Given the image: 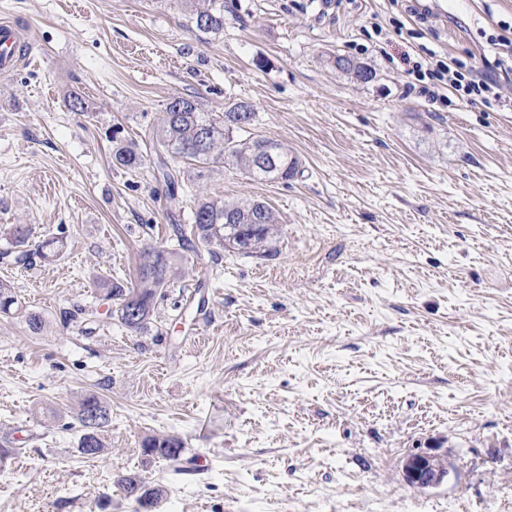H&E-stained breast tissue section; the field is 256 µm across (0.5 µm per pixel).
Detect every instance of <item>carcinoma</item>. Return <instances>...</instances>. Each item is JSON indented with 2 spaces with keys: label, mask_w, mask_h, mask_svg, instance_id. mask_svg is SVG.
I'll return each mask as SVG.
<instances>
[{
  "label": "carcinoma",
  "mask_w": 512,
  "mask_h": 512,
  "mask_svg": "<svg viewBox=\"0 0 512 512\" xmlns=\"http://www.w3.org/2000/svg\"><path fill=\"white\" fill-rule=\"evenodd\" d=\"M191 7L196 28L202 32L217 33L224 28V0H183ZM337 69L349 72L361 81L369 79V74L353 61L335 56L331 60ZM179 110L169 105L165 110L162 125L155 132L156 149L175 157L189 158L195 162L197 175H202L216 164L229 161L243 175L253 180H268L270 176L263 173L254 157L257 140L234 136V132L244 130L239 125L240 116L248 121L255 119L252 106L244 101L233 104L223 113L215 116L211 112H201L195 103L182 99ZM208 133L204 148H197L201 132ZM269 145L275 164L279 169L280 179L294 178L300 172V160L288 147L271 138L265 139ZM113 164L126 169H138L143 165V155L133 144L114 146ZM195 235L203 243L226 248V242L232 232H240L246 239H255L252 252L262 256L270 254V243L274 237L276 220L272 209L265 203L255 200L218 201L202 197L195 202L193 210ZM10 236L12 244L23 248L21 256L31 264L35 259L45 260L59 254L66 246L63 238L47 240L31 250H26L29 243L30 229L24 224H12L4 230ZM169 268L168 256L160 251L148 252L139 268L138 284L126 288L113 283L105 289V298L117 302L116 313L122 324L128 329L141 332L148 328L154 313V301L158 290L166 285ZM135 302L140 308L139 316L132 319L127 314L129 303ZM95 408L100 412L96 420L85 417V413ZM77 419L82 427L78 441V452L86 457H96L104 450L103 428L109 422V408L95 394L86 395L80 402ZM146 456L164 458L175 464L174 473L189 475L192 472V460H182L183 442L171 436H152L143 443ZM125 499L143 508L142 500L152 498L159 501L165 493L161 485L151 486L137 473H126L117 477Z\"/></svg>",
  "instance_id": "1"
}]
</instances>
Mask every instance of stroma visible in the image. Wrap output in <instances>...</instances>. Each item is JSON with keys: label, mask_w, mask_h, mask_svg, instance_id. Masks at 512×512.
I'll list each match as a JSON object with an SVG mask.
<instances>
[{"label": "stroma", "mask_w": 512, "mask_h": 512, "mask_svg": "<svg viewBox=\"0 0 512 512\" xmlns=\"http://www.w3.org/2000/svg\"><path fill=\"white\" fill-rule=\"evenodd\" d=\"M195 29L173 0H0L31 28L32 65L0 73V512H134L116 478L165 495L152 512H500L512 502V106L433 101L411 86L429 51L499 77L512 0H423L422 35L389 0H224ZM369 68L361 82L330 56ZM91 108L73 112L71 91ZM253 105L254 137L281 140L301 175L195 178L157 154L169 102ZM143 166L112 164V129ZM179 172L169 195L163 170ZM252 198L279 221L273 256L192 237L197 193ZM66 239L26 265L2 227ZM187 238L179 243L172 225ZM170 254L147 332L102 286H134L141 256ZM81 305L87 319L63 325ZM45 327L33 333L27 313ZM110 408L108 449L77 451L78 403ZM182 440L205 466L176 482L143 454ZM451 465L440 486L404 477L410 450Z\"/></svg>", "instance_id": "obj_1"}]
</instances>
